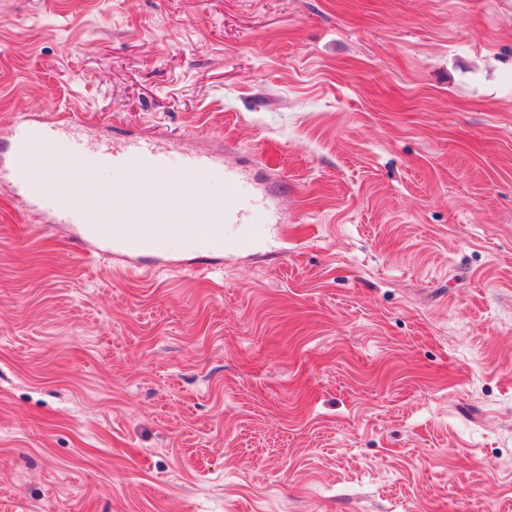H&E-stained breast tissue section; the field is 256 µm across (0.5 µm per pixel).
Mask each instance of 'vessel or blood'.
Here are the masks:
<instances>
[{
    "mask_svg": "<svg viewBox=\"0 0 512 512\" xmlns=\"http://www.w3.org/2000/svg\"><path fill=\"white\" fill-rule=\"evenodd\" d=\"M77 135L76 122L69 117L44 118L35 122L25 117L17 120L9 129L12 145L9 171L13 181L26 184L30 207L43 223L77 228L72 244L83 254L97 253L108 257L135 250L136 245L132 235L123 236L111 225L94 223L91 212L82 203L65 198L50 183L31 179L30 163L39 145L53 140L61 142L63 148L55 158L56 165L80 176L89 193L97 192L94 176L101 170H136L151 177V184L144 188L135 204L156 223L166 221L168 212L185 201V185L201 182L216 161L212 154L193 153L187 156L178 180L170 182L164 175L175 149L174 141L129 138L118 144L110 142L81 150L76 146ZM196 221L261 228L271 223L272 217L256 198L242 190L238 175L229 172L224 176L223 190L211 192L208 203L197 208Z\"/></svg>",
    "mask_w": 512,
    "mask_h": 512,
    "instance_id": "1",
    "label": "vessel or blood"
}]
</instances>
